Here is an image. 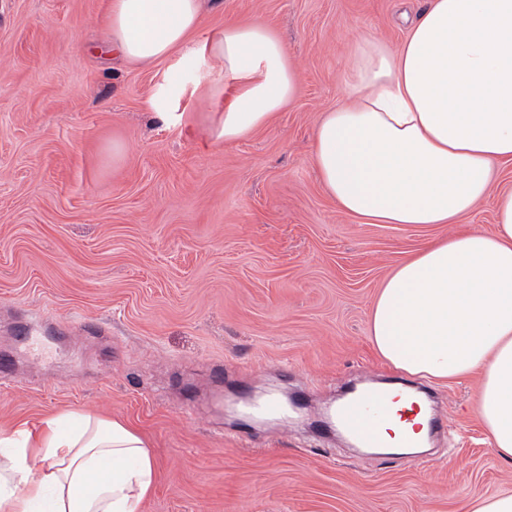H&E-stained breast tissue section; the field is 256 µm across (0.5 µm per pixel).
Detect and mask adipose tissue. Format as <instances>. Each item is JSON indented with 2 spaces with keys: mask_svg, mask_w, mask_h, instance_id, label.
Segmentation results:
<instances>
[{
  "mask_svg": "<svg viewBox=\"0 0 512 512\" xmlns=\"http://www.w3.org/2000/svg\"><path fill=\"white\" fill-rule=\"evenodd\" d=\"M204 0H110L108 42L124 60L169 56L203 20ZM203 48L224 67L232 142L267 125L299 86L264 23H228ZM345 101L317 127L312 161L337 207L365 224H454L512 162V0H427L397 49L361 36ZM493 196V195H490ZM495 229L437 240L395 267L369 316L391 368L436 382L480 374L476 415L512 458V191ZM0 512H141L155 461L127 424L87 413L0 432Z\"/></svg>",
  "mask_w": 512,
  "mask_h": 512,
  "instance_id": "1",
  "label": "adipose tissue"
}]
</instances>
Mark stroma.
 Wrapping results in <instances>:
<instances>
[{"mask_svg": "<svg viewBox=\"0 0 512 512\" xmlns=\"http://www.w3.org/2000/svg\"><path fill=\"white\" fill-rule=\"evenodd\" d=\"M109 0H0V350L19 322L48 357L0 378V430L69 411L147 438L155 485L141 512H465L512 494L474 412L477 379L436 385L444 435L426 458L324 437L341 386L394 371L369 312L389 272L460 228L493 231L494 202L462 224H363L312 165L341 101L352 45L397 46L425 0H214L167 58L104 54ZM285 43L299 93L267 126L214 141L224 68L201 50L226 20ZM98 326L92 347L61 341ZM298 399L287 421L240 407Z\"/></svg>", "mask_w": 512, "mask_h": 512, "instance_id": "1", "label": "stroma"}]
</instances>
